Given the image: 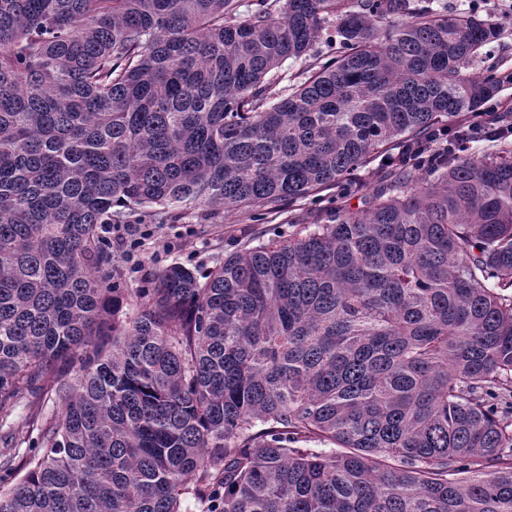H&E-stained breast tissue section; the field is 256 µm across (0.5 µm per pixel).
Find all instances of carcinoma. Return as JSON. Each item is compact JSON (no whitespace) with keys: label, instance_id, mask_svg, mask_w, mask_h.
Listing matches in <instances>:
<instances>
[{"label":"carcinoma","instance_id":"carcinoma-1","mask_svg":"<svg viewBox=\"0 0 512 512\" xmlns=\"http://www.w3.org/2000/svg\"><path fill=\"white\" fill-rule=\"evenodd\" d=\"M0 0V413H61L0 512H512V149L448 153L503 29L434 0ZM336 31L338 54L278 90ZM388 183L134 318L107 230ZM316 447L309 448L307 444ZM380 174L381 168L377 167V163L372 166L359 168L354 171L353 175L351 176L352 182L356 183L358 187L362 189V191L339 200L337 205H342L349 209H357L361 207V193H364L369 187L373 186L374 182L377 180Z\"/></svg>","mask_w":512,"mask_h":512}]
</instances>
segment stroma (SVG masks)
Wrapping results in <instances>:
<instances>
[{
    "mask_svg": "<svg viewBox=\"0 0 512 512\" xmlns=\"http://www.w3.org/2000/svg\"><path fill=\"white\" fill-rule=\"evenodd\" d=\"M449 6L474 7L479 16L502 23L504 30L498 43L492 44V55H506L512 67V0H447ZM359 208L361 200L354 194L337 199L335 191L314 193L297 200L287 213L256 220L244 211L224 212L202 207L176 210L165 215L146 218L152 235L141 247L144 269L133 274L121 256L120 250L112 252V281L123 288L128 297V314H135L139 288L146 286L162 268L178 263L194 271H206L223 263L232 253L241 250L248 242L285 237L295 233L298 225L325 220L336 206ZM168 239L182 240V249L163 251ZM76 375L67 370L41 382L39 391L23 393L14 403L8 417L0 419V448L19 449L21 457H29L40 447L38 426L57 420L60 406L54 390L63 384H73Z\"/></svg>",
    "mask_w": 512,
    "mask_h": 512,
    "instance_id": "stroma-1",
    "label": "stroma"
}]
</instances>
